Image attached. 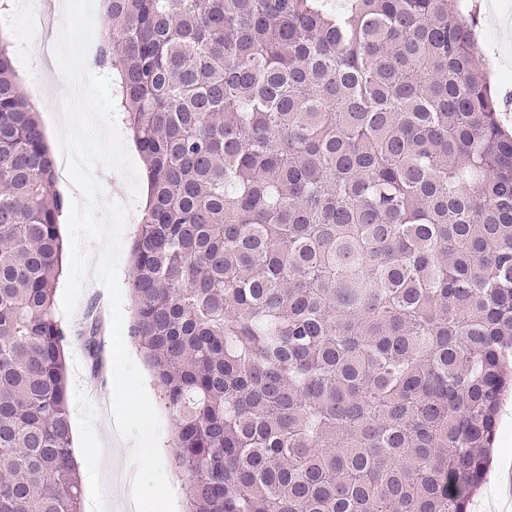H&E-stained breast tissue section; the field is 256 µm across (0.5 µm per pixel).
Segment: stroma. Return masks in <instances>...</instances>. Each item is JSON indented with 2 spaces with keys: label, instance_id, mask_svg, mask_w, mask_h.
Masks as SVG:
<instances>
[{
  "label": "stroma",
  "instance_id": "35a3bbf8",
  "mask_svg": "<svg viewBox=\"0 0 512 512\" xmlns=\"http://www.w3.org/2000/svg\"><path fill=\"white\" fill-rule=\"evenodd\" d=\"M475 6L479 19V43L494 85L500 87L508 102L501 118L512 129V0H466ZM6 41L13 56L15 74L23 89H30L36 81L51 84L46 92L47 106L41 108L39 118L48 134H55L59 121V99L55 93L63 79L53 56L43 54L31 61L21 56L24 41L22 26H15ZM96 311L102 321L98 340L100 363L92 365L80 335L84 330L89 311ZM65 324L72 336L66 346L67 376L69 386V408L71 414L72 440L78 466L101 465L103 478L99 484L84 486L83 504L95 507L97 512H128L115 488L120 475L106 463L109 451L115 450L116 435L109 429L110 417L92 391L100 382L112 380L111 354V310L106 289L96 282L86 285L74 312L65 317ZM160 449L164 470L171 488L175 492V512L185 510L186 477L175 464L176 450L172 444L173 420L167 411H160ZM512 472V393L501 401L496 449L492 465L485 478L483 488L470 502L469 512H512V483L507 475Z\"/></svg>",
  "mask_w": 512,
  "mask_h": 512
}]
</instances>
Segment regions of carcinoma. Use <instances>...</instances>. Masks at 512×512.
Segmentation results:
<instances>
[{
    "label": "carcinoma",
    "instance_id": "1",
    "mask_svg": "<svg viewBox=\"0 0 512 512\" xmlns=\"http://www.w3.org/2000/svg\"><path fill=\"white\" fill-rule=\"evenodd\" d=\"M105 2L93 65L148 182L131 337L187 512H468L512 385V133L476 12ZM56 186L1 46L0 512H82Z\"/></svg>",
    "mask_w": 512,
    "mask_h": 512
}]
</instances>
